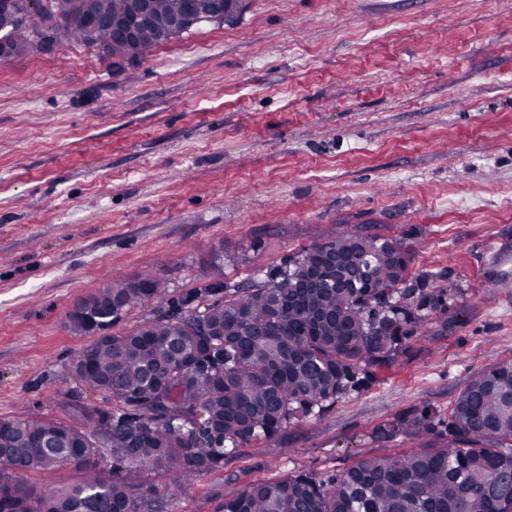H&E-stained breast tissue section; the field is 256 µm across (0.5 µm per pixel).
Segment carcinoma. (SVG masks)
Wrapping results in <instances>:
<instances>
[{"label": "carcinoma", "mask_w": 512, "mask_h": 512, "mask_svg": "<svg viewBox=\"0 0 512 512\" xmlns=\"http://www.w3.org/2000/svg\"><path fill=\"white\" fill-rule=\"evenodd\" d=\"M0 10V39L20 54L33 28L30 3ZM180 0H155L131 49L99 27L72 23L78 0H49L64 32L107 54L143 56ZM408 252L382 236H336L224 299L120 336L98 338L76 356L74 375L115 408L81 426L46 417L0 420L14 444L0 459V512H145L121 473H160L177 485L211 471L259 440H272L356 391L391 365L445 312V291L407 282ZM99 327L161 294L151 274L102 289ZM422 440L403 454L368 455L330 480L288 474L224 500L223 512H512V362L476 373L442 420L416 408L384 430ZM442 445L434 448L431 437ZM105 450L108 479L36 492L33 473L65 480L73 463Z\"/></svg>", "instance_id": "1"}]
</instances>
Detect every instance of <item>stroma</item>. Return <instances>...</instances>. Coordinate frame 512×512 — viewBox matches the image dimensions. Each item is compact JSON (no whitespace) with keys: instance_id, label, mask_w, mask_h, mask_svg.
Wrapping results in <instances>:
<instances>
[{"instance_id":"obj_1","label":"stroma","mask_w":512,"mask_h":512,"mask_svg":"<svg viewBox=\"0 0 512 512\" xmlns=\"http://www.w3.org/2000/svg\"><path fill=\"white\" fill-rule=\"evenodd\" d=\"M33 21L0 61V419L111 410L73 373L91 338L68 323L106 284L165 288L118 336L330 235L400 242L447 313L367 387L222 468L133 477L163 512L407 452L417 440L382 428L448 415L512 360V0H244L235 23L123 60Z\"/></svg>"}]
</instances>
